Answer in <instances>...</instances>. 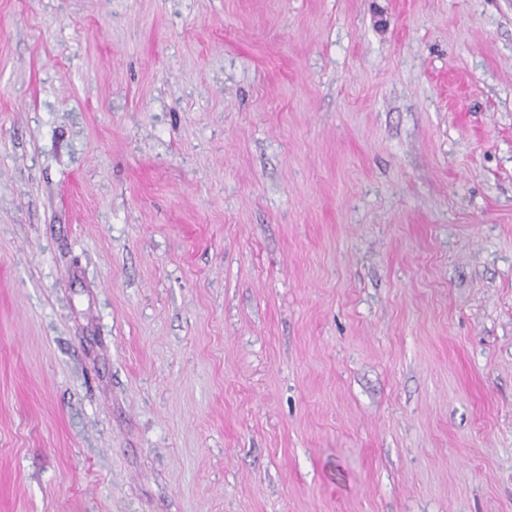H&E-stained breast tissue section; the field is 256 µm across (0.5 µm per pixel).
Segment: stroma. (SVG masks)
Listing matches in <instances>:
<instances>
[{
    "label": "stroma",
    "mask_w": 512,
    "mask_h": 512,
    "mask_svg": "<svg viewBox=\"0 0 512 512\" xmlns=\"http://www.w3.org/2000/svg\"><path fill=\"white\" fill-rule=\"evenodd\" d=\"M0 512H512V0H0Z\"/></svg>",
    "instance_id": "35a3bbf8"
}]
</instances>
